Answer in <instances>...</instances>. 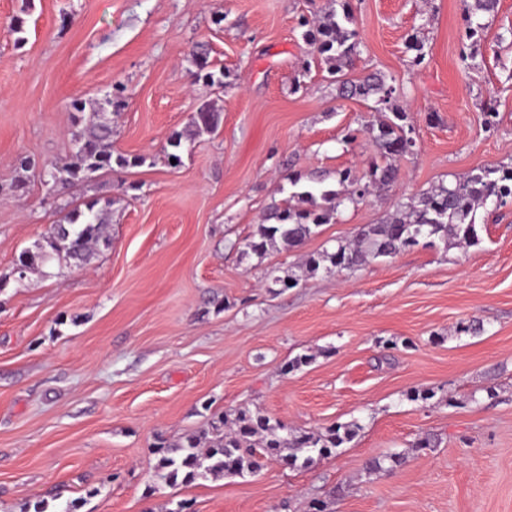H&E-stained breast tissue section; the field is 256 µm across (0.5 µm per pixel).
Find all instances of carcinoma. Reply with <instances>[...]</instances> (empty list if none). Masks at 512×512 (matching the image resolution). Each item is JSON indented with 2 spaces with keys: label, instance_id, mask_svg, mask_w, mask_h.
<instances>
[{
  "label": "carcinoma",
  "instance_id": "1",
  "mask_svg": "<svg viewBox=\"0 0 512 512\" xmlns=\"http://www.w3.org/2000/svg\"><path fill=\"white\" fill-rule=\"evenodd\" d=\"M497 0H471L467 7V34L475 37L485 28L484 17L495 11ZM300 25L306 28L304 40L312 54L336 75L352 62L358 47V32L352 28L347 7L342 15L331 14L324 22L311 24L306 17ZM190 64L197 78L210 85H221V78L209 70L207 55L194 52ZM341 95L374 100L373 109L391 113L372 125L369 133L375 143L379 160L372 162L365 177L351 169L338 173L339 190L309 188L295 192L283 206L276 207L245 243L242 253L263 254L281 243L287 248L304 244L322 224H327L339 208L355 205L367 195L388 191L398 180L396 161L407 154L402 147L406 129L405 110L398 105L403 95L395 80L381 73H371L359 80H336ZM114 106L107 95L94 106L93 116L73 134L74 149L68 161L55 164L48 171L55 184L68 185L88 180L93 174L138 164L122 155L112 154V120L107 113ZM219 125V113L208 107L200 108L191 117L187 130L174 133L167 146L172 152L168 159L180 160L177 154L183 143L191 142L202 132H214ZM489 202L504 207L512 203V166L491 165L478 168L445 184L440 183L417 197L409 198L400 209L381 224L358 229L352 242L339 243L335 251L310 254L305 264L315 274L324 263L338 269H351L368 259L392 257L402 250L421 243H444L453 238L457 244L470 245L478 240L476 212ZM107 221L100 211L89 204L86 209L73 208L60 220V228L49 227L45 246L37 255L23 254L21 266L29 271L42 270L48 263L61 259L85 264L100 245L108 244ZM351 438V430L333 426L323 432L284 434L278 420L258 411L239 408L214 415L206 427L179 440L164 442L159 447L161 457L156 466L160 480L170 486L191 484L208 477L240 476L259 468L261 457L274 458L287 465H296L298 457L286 455L290 448H302L312 454L329 456Z\"/></svg>",
  "mask_w": 512,
  "mask_h": 512
}]
</instances>
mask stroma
<instances>
[{"label":"stroma","instance_id":"1","mask_svg":"<svg viewBox=\"0 0 512 512\" xmlns=\"http://www.w3.org/2000/svg\"><path fill=\"white\" fill-rule=\"evenodd\" d=\"M338 8L0 0V512H512V205L478 209L470 246L304 267L408 198L512 163V0L471 39L463 0H350L360 45L346 74L395 78L416 146L385 196L340 209L301 247L242 253L289 198V174L334 190L377 156L371 101L339 97L303 39L302 18ZM199 46L222 85L195 78ZM111 92L112 149L132 166L47 184L73 148L72 101ZM204 103L217 131L171 164L168 138ZM93 200L111 205L108 245L19 277L50 224ZM271 270L292 288L269 293ZM242 407L292 433L354 436L306 466L158 480L159 438Z\"/></svg>","mask_w":512,"mask_h":512}]
</instances>
